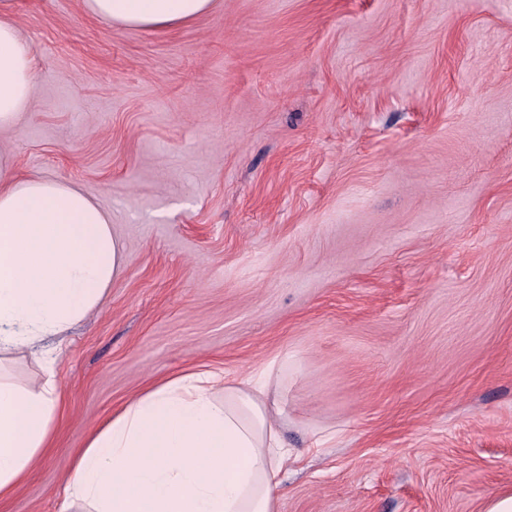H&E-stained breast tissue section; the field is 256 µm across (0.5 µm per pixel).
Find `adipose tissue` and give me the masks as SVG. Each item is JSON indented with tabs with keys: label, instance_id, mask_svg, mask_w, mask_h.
I'll use <instances>...</instances> for the list:
<instances>
[{
	"label": "adipose tissue",
	"instance_id": "ef3b65f1",
	"mask_svg": "<svg viewBox=\"0 0 512 512\" xmlns=\"http://www.w3.org/2000/svg\"><path fill=\"white\" fill-rule=\"evenodd\" d=\"M215 0H84L94 17L146 30L209 13ZM34 60L0 0V130L30 106ZM110 215L85 190L20 177L0 151V355L34 349L97 310L123 264ZM56 359L45 380L0 378V501L50 445L61 408ZM187 371L128 402L71 463L61 512H279L281 473L297 455L288 401L273 377Z\"/></svg>",
	"mask_w": 512,
	"mask_h": 512
}]
</instances>
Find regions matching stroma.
I'll use <instances>...</instances> for the list:
<instances>
[{
	"label": "stroma",
	"mask_w": 512,
	"mask_h": 512,
	"mask_svg": "<svg viewBox=\"0 0 512 512\" xmlns=\"http://www.w3.org/2000/svg\"><path fill=\"white\" fill-rule=\"evenodd\" d=\"M23 177L86 190L123 270L46 348L62 415L0 512L146 388L282 374L280 512H480L512 491V0H216L164 30L10 0ZM334 442L312 449L321 431Z\"/></svg>",
	"instance_id": "35a3bbf8"
}]
</instances>
